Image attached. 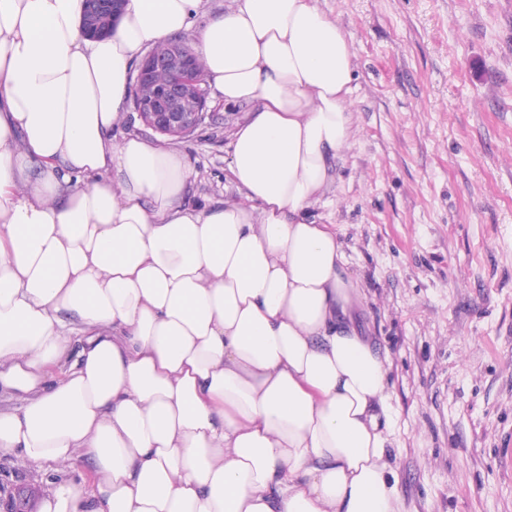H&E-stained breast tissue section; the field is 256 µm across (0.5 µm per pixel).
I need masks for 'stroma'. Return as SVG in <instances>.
Masks as SVG:
<instances>
[{"instance_id":"obj_1","label":"stroma","mask_w":512,"mask_h":512,"mask_svg":"<svg viewBox=\"0 0 512 512\" xmlns=\"http://www.w3.org/2000/svg\"><path fill=\"white\" fill-rule=\"evenodd\" d=\"M355 52L354 134L319 209L363 294L353 317L386 363L400 512H512V0H322ZM248 104L209 87L178 147L186 199L238 196ZM41 463L0 485L43 498Z\"/></svg>"}]
</instances>
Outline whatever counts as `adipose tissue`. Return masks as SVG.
<instances>
[{
    "label": "adipose tissue",
    "mask_w": 512,
    "mask_h": 512,
    "mask_svg": "<svg viewBox=\"0 0 512 512\" xmlns=\"http://www.w3.org/2000/svg\"><path fill=\"white\" fill-rule=\"evenodd\" d=\"M0 0V456L52 465L39 512H398L386 366L333 225L355 55L319 0ZM188 37L228 104L240 198L112 133L143 47ZM90 465L91 486L67 477ZM126 0H90V7L84 15L82 28L92 38L112 30L119 21Z\"/></svg>",
    "instance_id": "1"
}]
</instances>
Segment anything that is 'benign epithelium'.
<instances>
[{
    "label": "benign epithelium",
    "mask_w": 512,
    "mask_h": 512,
    "mask_svg": "<svg viewBox=\"0 0 512 512\" xmlns=\"http://www.w3.org/2000/svg\"><path fill=\"white\" fill-rule=\"evenodd\" d=\"M126 0H90L82 28L94 37L112 30ZM134 110L153 132L183 138L204 119L205 74L197 54L182 40L154 45L139 61L134 82ZM0 512H36L29 491L15 488L0 494Z\"/></svg>",
    "instance_id": "benign-epithelium-1"
}]
</instances>
